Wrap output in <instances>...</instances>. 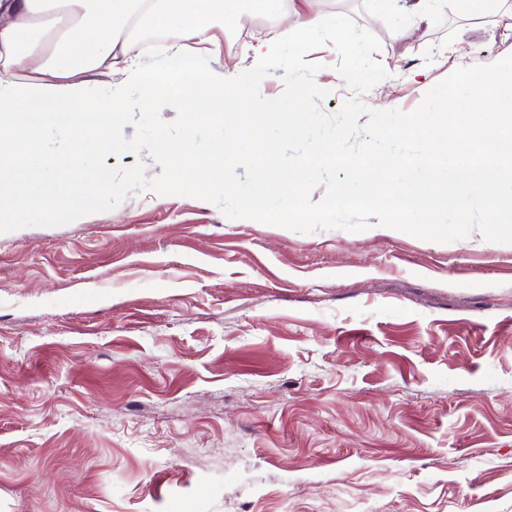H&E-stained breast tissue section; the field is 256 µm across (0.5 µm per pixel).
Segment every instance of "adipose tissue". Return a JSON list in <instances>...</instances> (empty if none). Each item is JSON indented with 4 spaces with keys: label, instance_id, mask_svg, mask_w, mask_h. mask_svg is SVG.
I'll use <instances>...</instances> for the list:
<instances>
[{
    "label": "adipose tissue",
    "instance_id": "1",
    "mask_svg": "<svg viewBox=\"0 0 512 512\" xmlns=\"http://www.w3.org/2000/svg\"><path fill=\"white\" fill-rule=\"evenodd\" d=\"M312 0H276L290 18L289 28H270L242 52L254 65L274 54L303 55L304 36L325 32L332 42L350 43L339 13H324ZM251 0H0V223L32 222L53 211L64 218L113 197L110 170L96 156L123 148L117 118L127 111L125 83L137 85L140 104L158 100L179 105L185 131L208 125L213 138L203 149L191 140L160 139L157 149L169 183L187 198L221 189L235 196L243 214L293 215L310 219L299 203L304 190L328 167L348 171L337 202L320 214L331 220L337 205L366 201L394 214L378 224L392 233L403 224H447L463 218L472 204L486 212L492 230L512 223V72H486L477 82H461L449 93L446 113H423L410 128L386 125L380 138H413L418 155L380 148L360 156L336 153L317 143L300 168L282 171L271 150V135L306 134V113L271 130L252 112V86L239 69L213 82L196 65L197 57L216 55L224 34L234 27ZM169 34L178 41L173 63L158 68L134 39L133 23ZM104 71L116 83L99 89L90 76ZM495 115L490 124L464 129L458 113ZM245 157L258 179L248 189L224 182V161Z\"/></svg>",
    "mask_w": 512,
    "mask_h": 512
}]
</instances>
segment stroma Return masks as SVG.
<instances>
[{
	"instance_id": "stroma-1",
	"label": "stroma",
	"mask_w": 512,
	"mask_h": 512,
	"mask_svg": "<svg viewBox=\"0 0 512 512\" xmlns=\"http://www.w3.org/2000/svg\"><path fill=\"white\" fill-rule=\"evenodd\" d=\"M376 34L387 76L361 100L409 112L461 66L512 54L494 14L426 19L391 0H317ZM243 15L212 81L250 68ZM322 108L351 97L321 47ZM102 152L119 190L0 224V512H512V232L481 211L375 234L246 217L166 183L177 104L125 113Z\"/></svg>"
}]
</instances>
